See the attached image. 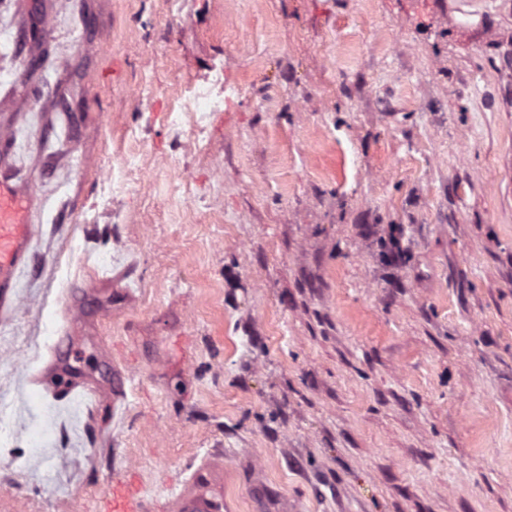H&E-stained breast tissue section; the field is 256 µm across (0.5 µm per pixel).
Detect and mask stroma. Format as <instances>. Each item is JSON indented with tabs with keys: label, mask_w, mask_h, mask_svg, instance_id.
<instances>
[{
	"label": "stroma",
	"mask_w": 512,
	"mask_h": 512,
	"mask_svg": "<svg viewBox=\"0 0 512 512\" xmlns=\"http://www.w3.org/2000/svg\"><path fill=\"white\" fill-rule=\"evenodd\" d=\"M1 130L0 512H512V0H0ZM193 99L196 104L195 114L193 117V129L198 139L204 140L206 131V118L208 112H215L218 110L220 101L211 97L210 91L206 89H198L193 94ZM33 196L8 180H0V313L5 318L16 307V274L31 263L34 233L29 215ZM40 385L53 398H67L75 392H83L90 400V411L94 413L99 408L97 392L89 382L56 375L49 365L40 377Z\"/></svg>",
	"instance_id": "obj_1"
}]
</instances>
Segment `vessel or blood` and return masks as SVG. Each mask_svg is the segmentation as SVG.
Here are the masks:
<instances>
[{
    "label": "vessel or blood",
    "instance_id": "b4317fda",
    "mask_svg": "<svg viewBox=\"0 0 512 512\" xmlns=\"http://www.w3.org/2000/svg\"><path fill=\"white\" fill-rule=\"evenodd\" d=\"M34 199L32 195L8 180H0V314L9 315L17 303L16 274L29 266L32 256L30 241L34 227L29 220ZM43 390L54 398H66L76 392L84 393L91 409H98L95 388L44 370L40 377Z\"/></svg>",
    "mask_w": 512,
    "mask_h": 512
}]
</instances>
